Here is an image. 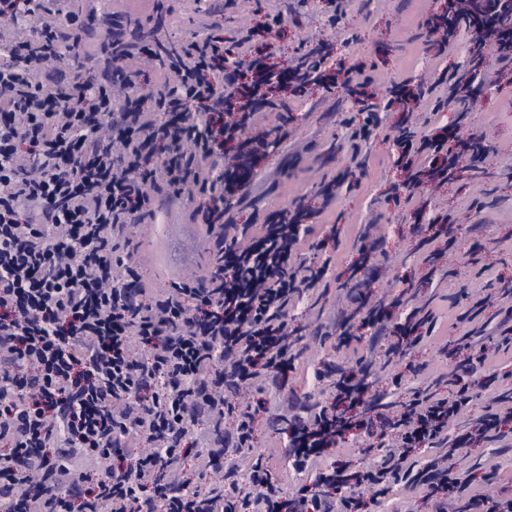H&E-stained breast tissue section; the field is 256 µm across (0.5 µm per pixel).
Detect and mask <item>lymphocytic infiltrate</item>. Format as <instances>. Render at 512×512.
Masks as SVG:
<instances>
[{
    "label": "lymphocytic infiltrate",
    "mask_w": 512,
    "mask_h": 512,
    "mask_svg": "<svg viewBox=\"0 0 512 512\" xmlns=\"http://www.w3.org/2000/svg\"><path fill=\"white\" fill-rule=\"evenodd\" d=\"M47 4L0 0V512H369L366 493L378 498L401 483L424 487L432 512H512V499L489 503L448 468L461 444L450 424L485 380L493 348H512V305L497 312L496 347L471 330L448 350L452 395L418 389L401 405L384 402L363 355L316 371L332 401L289 406L283 418L288 464L313 471L311 484L286 487L272 454L255 455L243 474L230 462L215 471L226 449H252L254 412L265 407L259 398L255 410L238 409L227 386L287 390L301 340L290 311L318 281L292 263L306 212L281 210L252 239L225 200L247 185L238 168L270 145V131L250 128L256 108L270 95L324 86L323 60L301 61L281 86L274 55L246 60L238 45L201 37L185 46L154 106L130 110L92 77L44 86L43 63L84 62L79 17L31 32ZM452 17L450 36L469 33L477 49L512 64V39L496 38L494 23L463 7ZM183 108L181 124L167 122ZM395 141L408 201L459 172L461 151L481 156L470 139L450 146L442 126L417 139L401 129ZM162 185L176 200L204 198L197 215L215 260L207 274L149 295L130 229ZM373 285L367 272L344 282L348 313L331 318L333 331L344 343L369 328L389 332L390 362L420 374L415 353L433 312L394 322L367 306ZM473 433L511 448L512 410L487 411ZM349 438L375 450L371 462L350 472L322 466L323 453ZM429 448L432 459L418 464ZM189 460L196 480L175 482Z\"/></svg>",
    "instance_id": "f902f5d3"
}]
</instances>
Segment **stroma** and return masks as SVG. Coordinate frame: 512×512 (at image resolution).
Returning <instances> with one entry per match:
<instances>
[{"label": "stroma", "instance_id": "stroma-1", "mask_svg": "<svg viewBox=\"0 0 512 512\" xmlns=\"http://www.w3.org/2000/svg\"><path fill=\"white\" fill-rule=\"evenodd\" d=\"M337 0H50L53 15H78L86 30L82 49L100 53L112 39V20L120 18L125 38L136 45L150 44L154 28L176 44L200 36L223 39L225 44L249 37L250 50L271 46L281 60L330 43L331 63L354 68L370 76L364 91L386 102L392 84L442 80L445 70L474 75L480 88L464 132L482 134L488 157L482 169L437 188L431 197L436 207L459 218L455 246L447 251V278L432 286L422 285L427 268L416 251L417 241L409 226L416 218L411 210L395 206L392 189L401 183L403 171L396 165L395 130L403 119L398 108L381 112V122L364 139L350 140L344 119L358 114L354 94L338 87L327 92L309 87L286 103V112H268L266 124L282 126L284 139L259 162L256 179L232 200L241 224L266 223L281 209L295 204L318 210L314 231L298 257L311 266L326 265L319 284L316 308L298 305L293 316L303 328L301 353L290 372L287 396L300 404L327 401L329 394L314 381L317 369L347 366L354 358L370 354L384 362L390 339L366 331L347 344L325 335L323 319L336 314L340 294L337 276H349L363 262L356 242L361 226L376 225L377 255L369 263L376 295L388 300L404 294L415 302L430 304L439 320L435 344L423 347L417 359L425 365L417 376L403 375L398 399L409 397L420 385L442 382L446 360L440 343L461 336L463 315L471 310L470 293H497L512 287V78L498 66L476 65L467 37H460L447 55L428 51L437 33L428 24L442 0H347L342 21L332 24ZM282 13L284 22L268 28L270 14ZM134 73L132 88L112 82L109 71H98L99 82L112 84L117 93L150 105L162 88L165 68L143 54L125 60ZM339 183L336 199L321 210L325 183ZM199 198L169 203L155 216L136 225L137 258L141 263V287L169 288L173 281L198 275L212 262V248L204 226L195 224ZM459 470L471 475L474 486L490 496H512V450L502 451L477 444L457 458Z\"/></svg>", "mask_w": 512, "mask_h": 512}]
</instances>
